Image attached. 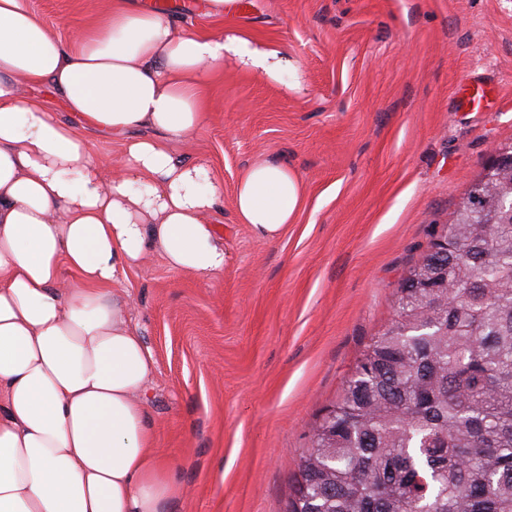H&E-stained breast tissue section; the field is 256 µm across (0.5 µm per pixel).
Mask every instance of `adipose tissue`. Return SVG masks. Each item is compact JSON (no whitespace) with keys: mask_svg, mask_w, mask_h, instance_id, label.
<instances>
[{"mask_svg":"<svg viewBox=\"0 0 512 512\" xmlns=\"http://www.w3.org/2000/svg\"><path fill=\"white\" fill-rule=\"evenodd\" d=\"M228 61L278 82L293 67L237 29L185 32L130 0H104L67 41L29 0H0V512H165L173 499L145 400L156 361L115 285L152 256L223 271L209 221L222 192L164 141L204 125L205 78ZM78 121L121 139L120 170L98 164ZM304 201L296 174L261 161L241 171L233 208L275 241Z\"/></svg>","mask_w":512,"mask_h":512,"instance_id":"ef3b65f1","label":"adipose tissue"}]
</instances>
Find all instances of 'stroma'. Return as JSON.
<instances>
[{"label": "stroma", "mask_w": 512, "mask_h": 512, "mask_svg": "<svg viewBox=\"0 0 512 512\" xmlns=\"http://www.w3.org/2000/svg\"><path fill=\"white\" fill-rule=\"evenodd\" d=\"M241 2L233 24L287 52L291 85L225 63L207 78L206 123L167 144L222 189L224 269L154 256L118 283L156 359L145 398L173 463L169 512H285L315 422L389 323L407 269L512 143V0ZM30 4L64 39L102 7ZM468 77L485 97L463 108ZM264 160L306 193L275 242L233 209L239 173Z\"/></svg>", "instance_id": "obj_1"}]
</instances>
